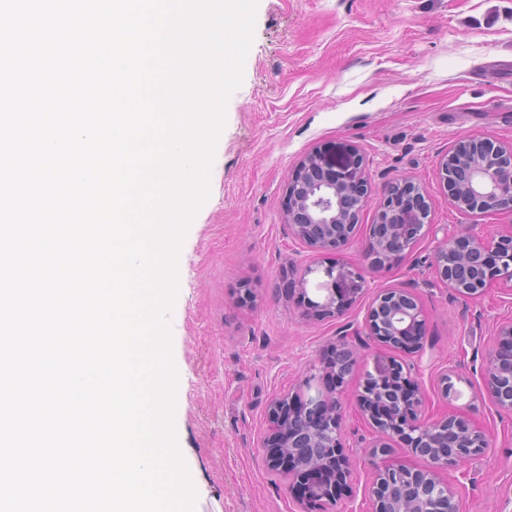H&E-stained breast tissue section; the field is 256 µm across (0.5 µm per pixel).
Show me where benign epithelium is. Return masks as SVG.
<instances>
[{"mask_svg":"<svg viewBox=\"0 0 512 512\" xmlns=\"http://www.w3.org/2000/svg\"><path fill=\"white\" fill-rule=\"evenodd\" d=\"M438 176L459 209L497 211L512 216V145L482 138L458 142L438 163ZM285 224L294 238L321 259L351 243L372 185L358 152L350 164L336 167L314 148L296 165L286 187ZM430 206L423 189L409 180L383 184L375 222L361 243L364 263L333 262L323 268L320 301L307 300L306 318L340 317L366 284V275L392 269L427 233ZM437 277L463 297H476L499 285L512 288V229L494 240L463 224L451 241L440 242L431 257ZM308 266L277 289L306 295ZM428 323L415 293L405 288L377 290L364 326L353 336L328 344L316 372L296 393L276 398L268 410L263 440L268 468L288 479V488L307 512H324L336 493L352 480L353 468L342 444L339 388L355 376L358 346L366 338L384 351L415 353L423 348ZM412 371L392 356L380 357L355 390L358 411L379 440L377 448L398 441L425 462L422 469L400 461L375 463L369 489L372 512H460L456 490L440 472L457 467L489 447L486 433L467 416L422 418L426 396ZM483 391L512 414V320L500 324L483 372Z\"/></svg>","mask_w":512,"mask_h":512,"instance_id":"7a95c632","label":"benign epithelium"}]
</instances>
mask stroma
Listing matches in <instances>:
<instances>
[{"label": "stroma", "instance_id": "35a3bbf8", "mask_svg": "<svg viewBox=\"0 0 512 512\" xmlns=\"http://www.w3.org/2000/svg\"><path fill=\"white\" fill-rule=\"evenodd\" d=\"M512 144V0H258L241 86L230 98L214 153L210 195L178 254L171 351L178 364L180 452L197 492L194 512H303L261 448L268 406L312 373L323 347L362 326L380 288H406L428 320L418 364L423 416L463 413L490 448L442 471L463 512H512V415L482 393L481 374L497 326L512 319V291L455 294L429 262L460 225L497 237L512 216L456 208L440 182V157L463 139ZM320 148L336 161L359 149L373 187L419 183L430 228L395 267L367 279L338 318L305 319L320 300L322 271L306 295L276 289L309 261L284 223L286 184ZM254 305L237 302L242 286ZM454 388L442 397L441 372ZM354 385L343 392L345 450L356 464L350 488L327 512H371L366 465L377 436L360 416Z\"/></svg>", "mask_w": 512, "mask_h": 512}]
</instances>
